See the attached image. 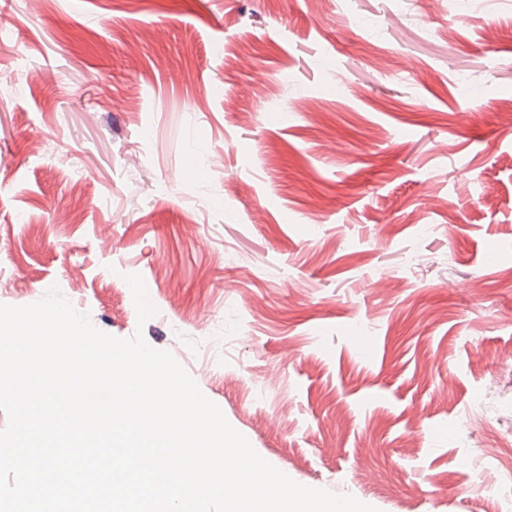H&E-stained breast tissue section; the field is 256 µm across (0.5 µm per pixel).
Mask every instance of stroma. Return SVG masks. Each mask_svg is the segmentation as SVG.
<instances>
[{
    "label": "stroma",
    "mask_w": 512,
    "mask_h": 512,
    "mask_svg": "<svg viewBox=\"0 0 512 512\" xmlns=\"http://www.w3.org/2000/svg\"><path fill=\"white\" fill-rule=\"evenodd\" d=\"M0 14V304L170 351L301 485L512 512V0Z\"/></svg>",
    "instance_id": "1"
}]
</instances>
